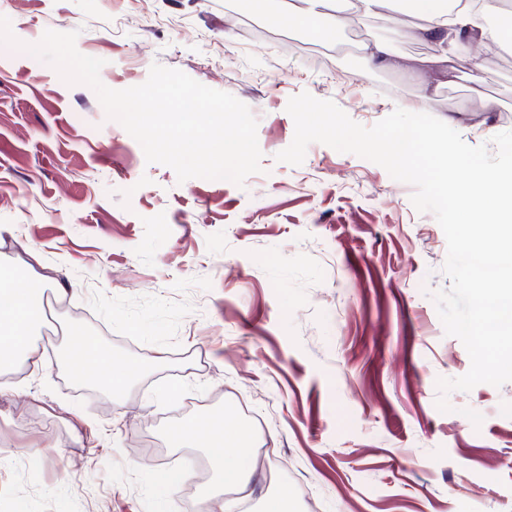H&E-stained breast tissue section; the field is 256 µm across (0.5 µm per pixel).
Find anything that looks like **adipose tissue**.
I'll list each match as a JSON object with an SVG mask.
<instances>
[{
  "label": "adipose tissue",
  "mask_w": 512,
  "mask_h": 512,
  "mask_svg": "<svg viewBox=\"0 0 512 512\" xmlns=\"http://www.w3.org/2000/svg\"><path fill=\"white\" fill-rule=\"evenodd\" d=\"M357 9L365 17H380L400 9L422 19L423 35L437 40L442 50L441 56L426 59L429 67L446 63L472 42L480 49L512 42V26L492 27L477 22L468 0H358ZM44 317L43 288L19 275H10L6 287L0 288V370L18 359L39 366L34 337ZM65 362L69 373L82 382L91 376L88 368H95L93 376L117 394L124 392L140 372L138 363L114 361L87 336L79 343L66 345ZM168 441L175 448L203 449L220 490L244 491L253 475L242 464L251 453L252 439L233 415L184 419L170 430Z\"/></svg>",
  "instance_id": "adipose-tissue-1"
}]
</instances>
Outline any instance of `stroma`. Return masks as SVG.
Listing matches in <instances>:
<instances>
[{
  "label": "stroma",
  "mask_w": 512,
  "mask_h": 512,
  "mask_svg": "<svg viewBox=\"0 0 512 512\" xmlns=\"http://www.w3.org/2000/svg\"><path fill=\"white\" fill-rule=\"evenodd\" d=\"M0 16L22 43L0 44V266L42 284L65 330L143 366L125 392H100L53 372L59 340L40 371L0 375V512H155L159 467L192 468L204 496L205 458L166 433L227 413L266 460L252 512L282 482L296 512H512V382L436 407L437 379L470 357L431 297L450 286L434 215L359 156L313 143L300 165L277 158L300 93L366 127L418 105L416 61L439 48L416 17L387 27L341 12L347 72L335 41L302 28L270 29L253 51L240 0H0ZM49 29L77 32L109 88L158 63L235 96L258 122L261 172L239 187L147 163L91 88L25 52ZM377 42L393 65L370 58ZM497 57L493 86L462 56L453 81L430 82L432 115L472 146L512 130V46ZM31 447L47 459L29 464Z\"/></svg>",
  "instance_id": "35a3bbf8"
}]
</instances>
